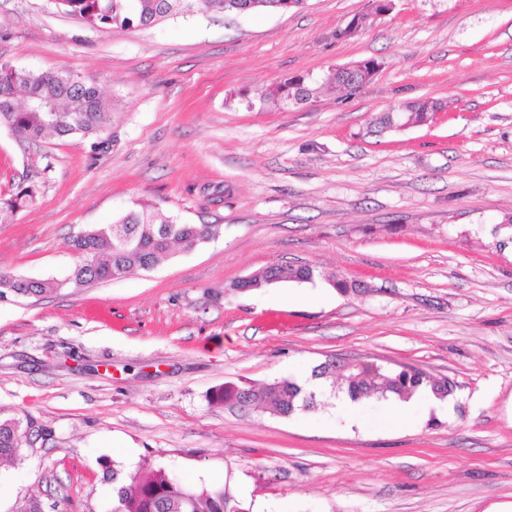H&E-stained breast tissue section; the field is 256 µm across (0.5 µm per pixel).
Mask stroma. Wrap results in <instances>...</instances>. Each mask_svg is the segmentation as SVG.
<instances>
[{
  "mask_svg": "<svg viewBox=\"0 0 512 512\" xmlns=\"http://www.w3.org/2000/svg\"><path fill=\"white\" fill-rule=\"evenodd\" d=\"M307 0L296 12L179 15L99 30L49 0H0V62L93 81L98 135L32 146L0 127V269L62 278L70 238L150 203L219 238L150 271L0 300V414L44 435L0 465V512H112L113 470L226 485L251 512L512 507V0ZM368 14L354 37L336 33ZM375 58L350 93L262 97ZM431 99L426 124L377 117ZM106 151L95 150L96 141ZM307 264L309 283L240 281ZM355 283L341 293L332 278ZM332 356L447 376L440 400L325 393L280 417L211 403ZM321 86L306 78L288 79L278 84L271 92L265 95L264 101L275 105L288 103H303L317 95ZM36 191L31 185L17 188V191L8 198H0V213L2 211L13 213L27 207L35 200Z\"/></svg>",
  "mask_w": 512,
  "mask_h": 512,
  "instance_id": "1",
  "label": "stroma"
}]
</instances>
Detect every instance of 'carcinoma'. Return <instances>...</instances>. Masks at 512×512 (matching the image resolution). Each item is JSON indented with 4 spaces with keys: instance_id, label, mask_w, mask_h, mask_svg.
<instances>
[{
    "instance_id": "obj_1",
    "label": "carcinoma",
    "mask_w": 512,
    "mask_h": 512,
    "mask_svg": "<svg viewBox=\"0 0 512 512\" xmlns=\"http://www.w3.org/2000/svg\"><path fill=\"white\" fill-rule=\"evenodd\" d=\"M54 7L80 24L110 29L114 26L149 27L173 15L199 11L227 14L288 12L306 5V0H52ZM380 63L365 59L336 70L328 83L339 90H356L373 78ZM320 87L305 78L288 79L265 95L275 105L303 103L318 94ZM25 100H17L18 93ZM441 105L433 100L409 101L394 110L395 119L415 125L423 122ZM112 113L105 109L99 89L72 73L34 72L0 63V125L30 141L88 136L103 130ZM31 185L17 188L0 198V212L13 213L35 200ZM221 232L219 224H180L151 204H140L110 224H98L73 235L70 247L76 264L63 279H40L31 283L0 269V300L10 297H41L64 288L119 279L134 270L150 271L171 255L176 247L191 250ZM315 270L309 265H275L255 273L241 287L267 281L308 282ZM312 378L351 400L395 397L410 399L428 388L436 396L452 395L454 385L447 377L434 378L409 365L389 368L352 357L326 359L314 367ZM212 401L235 407L244 402L250 409H262L288 417L297 410L318 405L317 392L308 391L292 379L256 385H225L212 394ZM21 419L0 416V461L23 458L30 437ZM113 512H247L222 485L192 488L165 469L143 468L130 474L114 488Z\"/></svg>"
}]
</instances>
